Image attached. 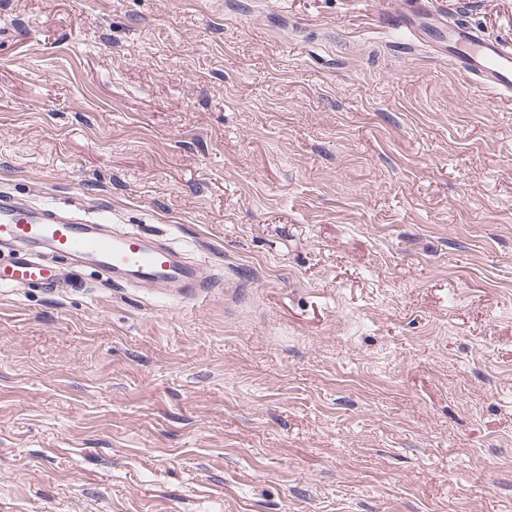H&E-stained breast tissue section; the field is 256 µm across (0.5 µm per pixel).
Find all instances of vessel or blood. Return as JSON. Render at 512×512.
I'll list each match as a JSON object with an SVG mask.
<instances>
[{
  "instance_id": "b4317fda",
  "label": "vessel or blood",
  "mask_w": 512,
  "mask_h": 512,
  "mask_svg": "<svg viewBox=\"0 0 512 512\" xmlns=\"http://www.w3.org/2000/svg\"><path fill=\"white\" fill-rule=\"evenodd\" d=\"M383 22L428 46L465 82L512 103L511 42L484 35L437 0H395ZM88 270L116 283L174 289L185 303L205 297L213 286L200 265L153 238L112 231L54 204L32 206L0 195L1 291L55 288L77 282Z\"/></svg>"
}]
</instances>
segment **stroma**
<instances>
[{
    "label": "stroma",
    "mask_w": 512,
    "mask_h": 512,
    "mask_svg": "<svg viewBox=\"0 0 512 512\" xmlns=\"http://www.w3.org/2000/svg\"><path fill=\"white\" fill-rule=\"evenodd\" d=\"M385 8L0 0V194L215 282L0 292V512H512V107Z\"/></svg>",
    "instance_id": "obj_1"
}]
</instances>
